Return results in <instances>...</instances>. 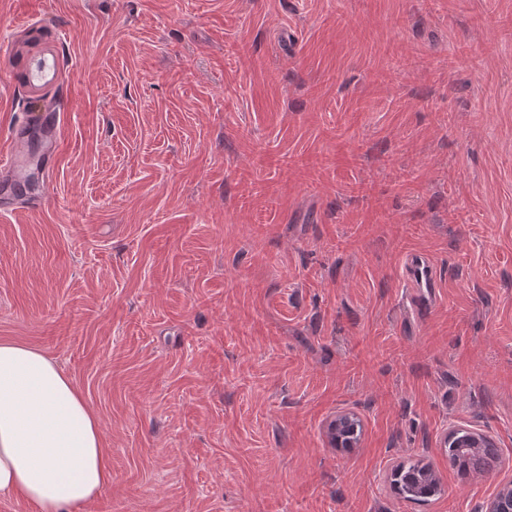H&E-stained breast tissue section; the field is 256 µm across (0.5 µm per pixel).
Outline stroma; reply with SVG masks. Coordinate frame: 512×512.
I'll return each mask as SVG.
<instances>
[{
  "label": "stroma",
  "instance_id": "1",
  "mask_svg": "<svg viewBox=\"0 0 512 512\" xmlns=\"http://www.w3.org/2000/svg\"><path fill=\"white\" fill-rule=\"evenodd\" d=\"M48 114L0 342L95 411L86 512H485L512 483V0H0V137ZM455 427L501 468L458 477ZM409 459L439 499L395 496ZM403 268L410 288H414L415 306L425 313L438 288L437 270L428 256L419 253L407 254ZM343 423L354 424V426L352 428V431L354 432V434L352 436H355L354 438H352V436H350L352 439H349L347 437L342 439L340 437L341 431L344 427ZM359 425L361 426L360 419L353 413H345V414L338 415L336 417V419H334L329 425V433H330L333 444L339 448H343V447L354 448L355 446H357V444L359 443V440H360V436L356 437L357 433H358ZM352 431L347 429L345 431V434L350 435L351 433H353ZM342 441L345 443H343Z\"/></svg>",
  "mask_w": 512,
  "mask_h": 512
}]
</instances>
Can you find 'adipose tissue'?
<instances>
[{"mask_svg": "<svg viewBox=\"0 0 512 512\" xmlns=\"http://www.w3.org/2000/svg\"><path fill=\"white\" fill-rule=\"evenodd\" d=\"M112 479L98 419L40 350L0 342V497L79 512Z\"/></svg>", "mask_w": 512, "mask_h": 512, "instance_id": "adipose-tissue-1", "label": "adipose tissue"}]
</instances>
